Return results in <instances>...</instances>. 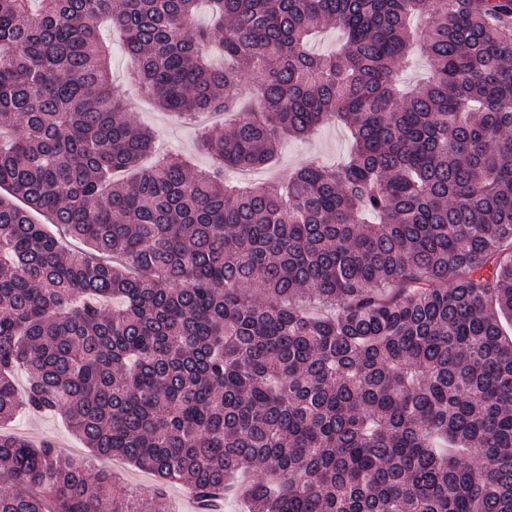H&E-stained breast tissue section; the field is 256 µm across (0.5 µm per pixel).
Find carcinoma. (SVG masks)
<instances>
[{"label":"carcinoma","mask_w":512,"mask_h":512,"mask_svg":"<svg viewBox=\"0 0 512 512\" xmlns=\"http://www.w3.org/2000/svg\"><path fill=\"white\" fill-rule=\"evenodd\" d=\"M199 2L0 0V426L55 413L158 478L139 505L0 432V512L203 507L243 474L248 512H512V0H209L210 28ZM103 17L161 110L235 114L201 134L223 168L141 166ZM328 121L342 164L224 182ZM164 510L161 512H198L199 506L195 498L193 500L190 498L186 488L180 485H169L165 488Z\"/></svg>","instance_id":"1"}]
</instances>
